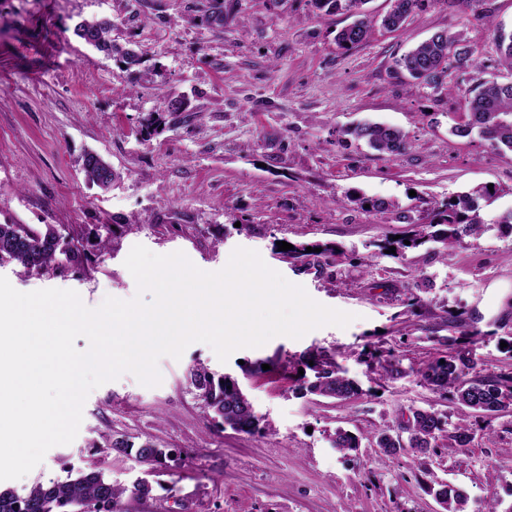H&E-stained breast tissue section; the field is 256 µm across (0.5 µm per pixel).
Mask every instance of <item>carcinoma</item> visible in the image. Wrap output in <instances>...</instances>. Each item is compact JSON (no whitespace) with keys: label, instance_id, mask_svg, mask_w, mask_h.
<instances>
[{"label":"carcinoma","instance_id":"obj_1","mask_svg":"<svg viewBox=\"0 0 512 512\" xmlns=\"http://www.w3.org/2000/svg\"><path fill=\"white\" fill-rule=\"evenodd\" d=\"M390 8L381 20V26L390 31L404 27L409 17L422 11L438 0H389ZM314 8L326 13H349L357 16L351 24L336 34V43L350 51L367 43L373 33L374 20L362 10L367 0H311ZM496 55L481 62L470 49L459 30L442 29L427 40L408 50L395 60V72L406 75L419 86L438 92L444 86L448 73L464 71L475 74V84L469 89L470 105L466 120L452 128L456 136L466 137L476 131L498 149L512 152V76L506 81L483 78L484 70L503 67L512 72V27L490 20ZM112 23L108 20H82L74 26V35L85 44L108 55L121 53L125 64L132 68L140 63L141 56L135 50H120L112 43ZM357 140L371 148L391 155H398L406 145L405 133L392 126L364 122L348 131ZM86 178L102 189L112 185L114 174L108 162L99 154L88 152L83 159ZM496 195L486 186L474 187L466 192L448 197L436 212V221L418 225V230L404 239L387 243L384 249L395 246L396 254L404 255L433 236L429 229L440 224L447 227L444 241L448 250L462 243L467 237H479L488 225L481 214V202L490 201ZM321 251L307 252L300 244L288 251V256L303 262L329 258L334 249L313 244ZM63 255L69 261L81 258L79 249L71 243H61L60 236L50 230L42 233L24 224H0V265L16 263L27 270H46ZM448 350L432 360L422 362L411 372L419 381L435 393L447 394L458 405V419L448 438L459 448L467 447L472 439L469 418L479 414L492 417L512 409V376L479 374L476 364L464 347L456 346L453 338L438 340ZM376 365L381 376L391 378L402 375L400 360L391 348H375ZM314 380L306 391L336 400H350L362 394L359 385L336 367L330 358L313 363ZM190 381L207 411L214 414L219 426L227 425L236 431L255 435L266 429L238 381L228 375H216L204 367L190 371ZM445 421L435 411L411 409L401 414L395 428L375 436V442L384 456H395L409 448L415 453L428 456L438 448L437 440L444 431ZM333 447L340 451H354L358 439L352 433L338 429ZM112 450L131 456L147 464L155 471L168 468L170 450L146 442L139 447L123 437L112 439ZM430 491L443 512H464L467 497L457 488L443 482H433ZM126 489L112 483L98 470L68 473L66 480L48 485L36 483L23 492L12 489L0 490V512H112Z\"/></svg>","mask_w":512,"mask_h":512}]
</instances>
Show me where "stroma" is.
I'll list each match as a JSON object with an SVG mask.
<instances>
[{"mask_svg":"<svg viewBox=\"0 0 512 512\" xmlns=\"http://www.w3.org/2000/svg\"><path fill=\"white\" fill-rule=\"evenodd\" d=\"M103 17L114 43L141 52L138 66L124 68L120 56L74 36L76 22ZM349 22L318 15L310 0H0V224L54 229L86 255L39 272L7 263L0 276L21 292L76 291L93 309L135 296L124 265L135 245L184 252L207 272L243 247L315 301L355 316L344 328L237 350L224 363L191 344L181 358H160L156 387L123 374L89 393L72 443L0 487L97 469L127 487L152 484L147 498L122 497L114 512H441L414 478L423 464L466 493L465 512H485L492 498L498 512H512V413L472 418L467 449L443 435L438 455L423 461L380 456L374 443L412 408L456 419V405L411 372L436 355L439 339L462 343L479 330L478 371L512 372L499 344L512 336V236L492 229L451 251L433 238L399 257L377 248L480 185L500 190L485 220L512 209V152L451 133L465 120L470 75L451 73L434 96L393 69L443 28L463 31L487 57L492 32L472 0H438L403 29H375L347 52L336 33ZM174 98L184 111H169ZM365 121L401 129L405 152L383 155L348 135ZM89 152L111 165L109 190L86 179ZM358 194L387 210H362ZM127 222L132 230L113 233ZM281 241L332 246L336 260L302 264L279 251ZM377 345L395 349L400 377L376 381ZM320 352L361 396L303 389L299 370ZM258 361L266 370L250 372ZM195 366L236 378L269 432L218 427L188 381ZM339 428L361 435L359 452L333 448ZM116 437L173 449L175 460L149 476L147 465L112 450Z\"/></svg>","mask_w":512,"mask_h":512,"instance_id":"1","label":"stroma"}]
</instances>
